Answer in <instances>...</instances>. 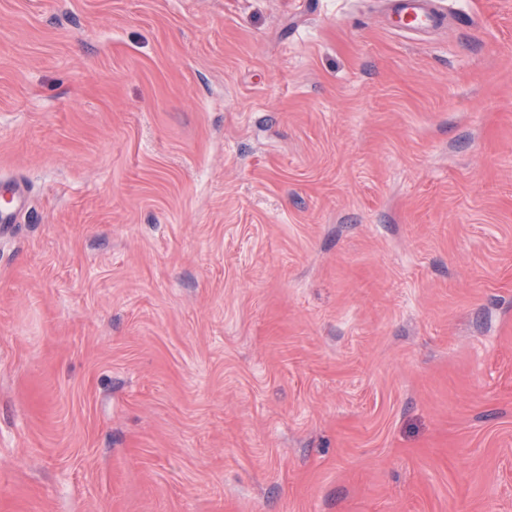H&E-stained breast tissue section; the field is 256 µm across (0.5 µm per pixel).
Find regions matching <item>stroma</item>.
Listing matches in <instances>:
<instances>
[{
	"label": "stroma",
	"instance_id": "stroma-1",
	"mask_svg": "<svg viewBox=\"0 0 512 512\" xmlns=\"http://www.w3.org/2000/svg\"><path fill=\"white\" fill-rule=\"evenodd\" d=\"M0 0V512H512V0ZM395 5L396 14L403 22L399 27L406 31L429 32L442 29L446 24V17L432 0H399ZM3 190H6L10 194L12 200L11 202L15 203V210L11 211L9 206L11 202L6 203L4 200V193H2L1 198L3 202L0 205L1 230H3L6 224H9V222L12 220L15 212L21 207L27 195V189L25 185L20 181L6 183Z\"/></svg>",
	"mask_w": 512,
	"mask_h": 512
}]
</instances>
